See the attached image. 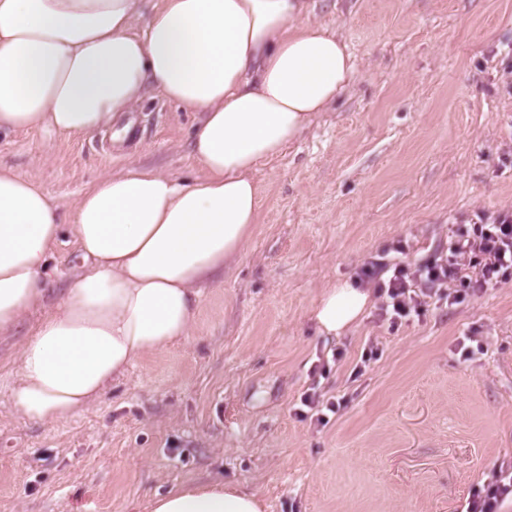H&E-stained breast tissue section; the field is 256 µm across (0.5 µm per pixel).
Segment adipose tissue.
I'll return each mask as SVG.
<instances>
[{
    "mask_svg": "<svg viewBox=\"0 0 512 512\" xmlns=\"http://www.w3.org/2000/svg\"><path fill=\"white\" fill-rule=\"evenodd\" d=\"M311 0H0V134L47 128L86 137L143 101L148 88L201 113L191 152L201 177L127 163L85 190L71 227L83 270L18 353L10 388L23 421L85 411L137 361L186 341L199 285L243 252L257 222L254 175L299 138L355 74L336 32L310 22ZM37 178L0 168V334L43 306L63 234ZM371 303L344 281L313 319L338 336ZM151 512H264L220 481L176 486Z\"/></svg>",
    "mask_w": 512,
    "mask_h": 512,
    "instance_id": "1",
    "label": "adipose tissue"
}]
</instances>
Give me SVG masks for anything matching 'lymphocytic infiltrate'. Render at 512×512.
Segmentation results:
<instances>
[{
    "instance_id": "lymphocytic-infiltrate-1",
    "label": "lymphocytic infiltrate",
    "mask_w": 512,
    "mask_h": 512,
    "mask_svg": "<svg viewBox=\"0 0 512 512\" xmlns=\"http://www.w3.org/2000/svg\"><path fill=\"white\" fill-rule=\"evenodd\" d=\"M359 278L374 282L381 298L379 317L393 326L421 313L430 302H463L512 279V211L457 225L446 251L435 259L411 265L380 258L368 262ZM510 496L512 463L496 466L488 482L467 498L460 512H500Z\"/></svg>"
}]
</instances>
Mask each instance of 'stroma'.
<instances>
[{"mask_svg":"<svg viewBox=\"0 0 512 512\" xmlns=\"http://www.w3.org/2000/svg\"><path fill=\"white\" fill-rule=\"evenodd\" d=\"M313 4L355 79L259 168L256 231L203 284L189 340L135 362L88 411L42 424L15 418L8 388L42 309L0 337V512H150L190 480L257 492L264 512H457L512 461V280L394 329L373 307L340 336L312 316L322 288L356 281L371 257L399 246L425 261L455 224L512 208V0ZM133 118L120 151L108 128L1 134L0 167L38 175L66 217L129 160L200 175L201 113L152 90ZM80 270L65 234L46 305ZM466 336L482 342L468 360ZM314 383L341 404L324 426L295 413Z\"/></svg>","mask_w":512,"mask_h":512,"instance_id":"35a3bbf8","label":"stroma"}]
</instances>
